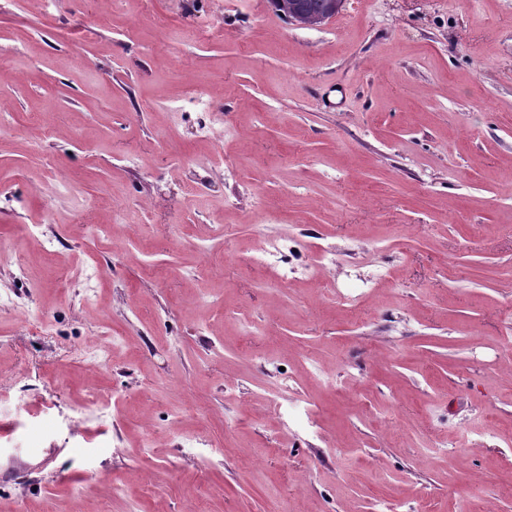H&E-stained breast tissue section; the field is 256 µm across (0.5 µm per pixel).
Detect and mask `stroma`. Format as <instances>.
Returning a JSON list of instances; mask_svg holds the SVG:
<instances>
[{
    "mask_svg": "<svg viewBox=\"0 0 512 512\" xmlns=\"http://www.w3.org/2000/svg\"><path fill=\"white\" fill-rule=\"evenodd\" d=\"M0 512H512V0H0ZM346 0H324L318 9L312 10L304 0H276L279 12L288 22L300 28H319L338 16ZM249 262L268 266L284 287H288V283L298 272L292 258H287L279 244H260L257 251L250 255Z\"/></svg>",
    "mask_w": 512,
    "mask_h": 512,
    "instance_id": "1",
    "label": "stroma"
}]
</instances>
